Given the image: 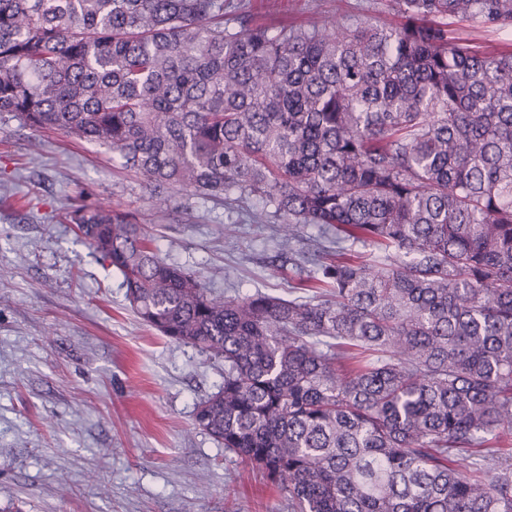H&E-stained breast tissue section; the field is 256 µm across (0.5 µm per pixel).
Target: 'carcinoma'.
Listing matches in <instances>:
<instances>
[{
	"label": "carcinoma",
	"mask_w": 512,
	"mask_h": 512,
	"mask_svg": "<svg viewBox=\"0 0 512 512\" xmlns=\"http://www.w3.org/2000/svg\"><path fill=\"white\" fill-rule=\"evenodd\" d=\"M393 2L274 27L239 0H0V113L119 154L160 208L334 236L313 296L218 298L132 213L67 211L142 323L224 361L195 424L290 512H512L486 447L512 430V51L454 28L512 27V0Z\"/></svg>",
	"instance_id": "cac0c4a2"
}]
</instances>
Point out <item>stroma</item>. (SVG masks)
<instances>
[{
	"label": "stroma",
	"instance_id": "obj_1",
	"mask_svg": "<svg viewBox=\"0 0 512 512\" xmlns=\"http://www.w3.org/2000/svg\"><path fill=\"white\" fill-rule=\"evenodd\" d=\"M275 25L395 23L387 0H244ZM132 212L162 257L214 294L291 297L314 229L279 227L188 192L162 211L109 149L0 113V512H288L262 472L194 425L224 365L130 309L121 274L63 217Z\"/></svg>",
	"mask_w": 512,
	"mask_h": 512
}]
</instances>
